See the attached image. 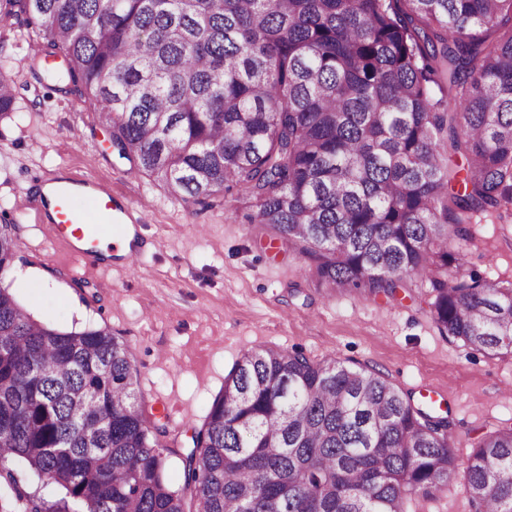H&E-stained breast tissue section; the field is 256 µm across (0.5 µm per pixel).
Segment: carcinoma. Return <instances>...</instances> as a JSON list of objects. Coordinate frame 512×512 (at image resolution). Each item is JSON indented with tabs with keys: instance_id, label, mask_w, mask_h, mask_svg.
I'll list each match as a JSON object with an SVG mask.
<instances>
[{
	"instance_id": "obj_1",
	"label": "carcinoma",
	"mask_w": 512,
	"mask_h": 512,
	"mask_svg": "<svg viewBox=\"0 0 512 512\" xmlns=\"http://www.w3.org/2000/svg\"><path fill=\"white\" fill-rule=\"evenodd\" d=\"M0 23L63 57L34 78L91 100L154 182L204 207L250 197L324 288L424 280L442 334L512 357V281L462 271L473 216L512 219V0H0ZM15 69L0 55L1 120ZM16 229L0 224V512H403L460 468L470 512H512L511 427L462 463L434 403L263 348L224 377L172 488L124 344L41 324L5 285ZM15 468L22 477L27 485L29 486L31 491H37V493L45 498L56 499L60 498L64 495V491L57 488L52 484H43L36 475L30 472L25 466L21 463L16 462Z\"/></svg>"
}]
</instances>
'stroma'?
Listing matches in <instances>:
<instances>
[{"mask_svg": "<svg viewBox=\"0 0 512 512\" xmlns=\"http://www.w3.org/2000/svg\"><path fill=\"white\" fill-rule=\"evenodd\" d=\"M15 80L25 90L19 119L0 122V220L15 211L20 189L38 188V176L83 174L146 211L147 248L136 267L117 258L97 262L72 254L48 225L27 218L17 226L11 291L36 320L106 329L123 340L138 400L168 425L161 444L171 483H182L181 455L225 375L255 347L351 361L446 406L462 459L480 429L512 425V358L443 336L424 282L410 283L400 301L318 288L288 241L248 221L246 197L205 210L183 201L113 157L92 106L39 84L29 66ZM468 229L467 270L512 280V222L488 211ZM463 482L459 470L446 493L409 495L406 512H469Z\"/></svg>", "mask_w": 512, "mask_h": 512, "instance_id": "1", "label": "stroma"}]
</instances>
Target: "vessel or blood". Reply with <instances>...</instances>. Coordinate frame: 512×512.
<instances>
[{
  "label": "vessel or blood",
  "mask_w": 512,
  "mask_h": 512,
  "mask_svg": "<svg viewBox=\"0 0 512 512\" xmlns=\"http://www.w3.org/2000/svg\"><path fill=\"white\" fill-rule=\"evenodd\" d=\"M20 214L35 213L50 224L72 252L95 256L104 241L124 239L125 265H136L144 253L139 229L145 214L119 201L111 186L85 175L46 176L39 190L18 193Z\"/></svg>",
  "instance_id": "obj_1"
}]
</instances>
